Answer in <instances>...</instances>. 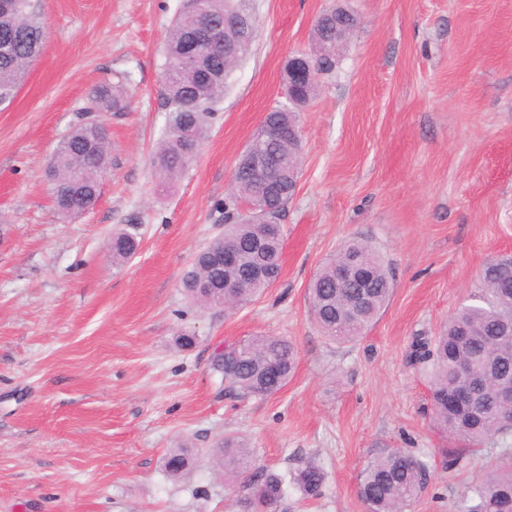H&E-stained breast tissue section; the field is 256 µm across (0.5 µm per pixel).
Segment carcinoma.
<instances>
[{
  "label": "carcinoma",
  "instance_id": "obj_1",
  "mask_svg": "<svg viewBox=\"0 0 512 512\" xmlns=\"http://www.w3.org/2000/svg\"><path fill=\"white\" fill-rule=\"evenodd\" d=\"M13 10L0 14V103L13 100L30 63L39 55L43 27L31 0H13ZM242 0H203L207 15L216 23L212 43L202 61L183 54V45L201 34L202 17L196 0L175 20L166 43L164 98L169 112L165 134L154 152L153 164L161 183H172L197 155L205 138L215 106L224 97V41H233L234 32L224 33V20L241 12ZM336 12L330 8L318 16L314 27L315 47L320 46L333 26ZM122 82L104 81L95 89L85 112L124 111ZM280 137L265 141L257 136L252 144L261 152L290 161L291 184H297L301 141L290 136L299 125V112L277 110L268 115ZM108 134L89 124H81L58 146L48 169L57 192V209L62 217L64 198L92 201L99 196V180L108 165ZM233 187L224 199V236L211 241L195 255L182 285L186 295L203 308L222 307L233 311L245 306L272 286L281 274V237L272 225L280 223L291 195L265 194L253 173L240 166L232 175ZM232 246L241 255L239 266L226 274L210 266V254ZM139 242L128 232L112 235V264L129 261ZM362 262L370 274L368 293L361 307L348 314L351 295L359 292L355 277L337 280L339 267ZM512 277V266L504 270L498 259L486 262L480 285L469 295L438 336L417 342V362L428 366L430 396L437 426L448 438L462 443L445 454L447 467L461 468L485 441L512 439V405L499 400L494 389L512 386V287L499 280ZM208 278L231 287L207 290ZM393 291L390 273L382 256L372 247L351 241L336 251L317 271L308 287L310 313L323 334L347 344L357 341L377 319ZM298 351L294 343L279 336H255L230 344L212 358V367L222 374L225 389L240 397L266 398L280 391L294 373ZM483 381L488 391L475 395L464 407L448 408V398L469 391ZM215 464L224 471V480L240 483L248 495V512H275L284 495L285 479L263 469L252 468V453L246 442L227 436L213 449ZM188 448H175L166 457L164 468L172 479L182 478L194 465ZM324 473L307 464L292 472L290 482L304 496L320 495ZM429 483L425 464L400 450L387 451L367 463L360 473L358 495L366 512H404ZM461 512H512V461L499 470L477 479L462 496Z\"/></svg>",
  "mask_w": 512,
  "mask_h": 512
}]
</instances>
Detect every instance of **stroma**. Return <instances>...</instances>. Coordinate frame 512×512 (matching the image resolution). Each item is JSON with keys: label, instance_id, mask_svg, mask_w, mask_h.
Masks as SVG:
<instances>
[{"label": "stroma", "instance_id": "1", "mask_svg": "<svg viewBox=\"0 0 512 512\" xmlns=\"http://www.w3.org/2000/svg\"><path fill=\"white\" fill-rule=\"evenodd\" d=\"M44 48L0 107V512H244L214 471L224 435L258 466L325 475L322 494L287 486L276 512H366L367 461L398 448L430 483L406 512H458L500 461L490 442L445 468L412 344L431 337L512 253V0H246L256 34L196 158L173 185L151 165L167 123L166 36L186 0H33ZM358 26L300 114L298 187L281 218L282 273L232 315L200 309L182 278L224 231L237 159L280 103L283 65L308 50L325 9ZM125 77L106 112L109 163L87 214L62 218L49 160L103 81ZM138 253L112 264V234ZM358 240L383 257L393 293L364 337L339 344L309 313L322 262ZM190 332V349L175 338ZM281 336L298 349L288 384L226 394L211 365L225 345ZM196 462L180 480L173 448ZM194 462L190 448H175L165 457L164 468L167 475L176 480L182 478Z\"/></svg>", "mask_w": 512, "mask_h": 512}]
</instances>
